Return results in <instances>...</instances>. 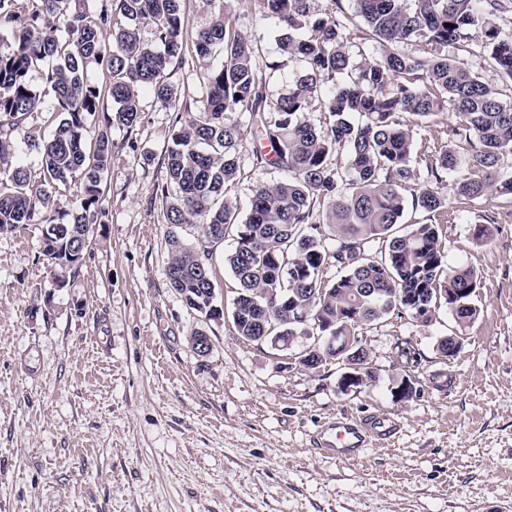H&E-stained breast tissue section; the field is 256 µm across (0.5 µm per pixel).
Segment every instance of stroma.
I'll use <instances>...</instances> for the list:
<instances>
[{"instance_id":"stroma-1","label":"stroma","mask_w":512,"mask_h":512,"mask_svg":"<svg viewBox=\"0 0 512 512\" xmlns=\"http://www.w3.org/2000/svg\"><path fill=\"white\" fill-rule=\"evenodd\" d=\"M237 25L282 64L269 94L287 93L298 65L281 61L275 21L243 11ZM223 60L185 50L168 70L179 108L142 92L129 128L106 125L104 98L90 119L112 141L103 216L65 287L39 225L0 233V512H512V204L449 197L448 263L478 271L481 314L462 331L445 309L428 326H361L373 377L360 387L342 385L344 366L307 370L234 336L231 319L204 321L170 288L167 151L204 66ZM60 118L46 96L14 128L33 181L30 139ZM201 328L204 356L187 343ZM405 378L416 392L402 400ZM367 411L401 418L394 446L345 462L313 448L325 422Z\"/></svg>"}]
</instances>
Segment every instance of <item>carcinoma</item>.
I'll return each instance as SVG.
<instances>
[{
  "mask_svg": "<svg viewBox=\"0 0 512 512\" xmlns=\"http://www.w3.org/2000/svg\"><path fill=\"white\" fill-rule=\"evenodd\" d=\"M13 2L0 0V31L11 37L0 48V232L39 224L41 240H52L43 255L78 268L83 256L70 254L93 239L112 160L108 133H92L88 118L104 94L116 104L107 123L128 128L137 122L142 91L174 105L167 71L189 43L203 61L224 54L221 67L201 73L202 107L188 114L167 155L176 191L167 223L197 230L194 246L175 232L168 240L169 286L190 308L207 321L224 318L212 292L220 242L211 232L221 227L235 235L224 253L239 285L231 303L234 335L334 337L314 345L301 360L305 368L354 353L356 329L395 312L422 326L443 307L460 329L478 319L477 272L448 264L439 225L403 219L412 211L447 222L443 190L462 165L469 175L453 186L461 203L512 202V176L502 166L512 156V98L448 56V47L479 33L496 71L512 80V35L500 36L491 21L502 0H350L353 15L345 0H329L324 13L316 0H223L212 22L196 30L188 28L181 0H113L114 8L102 7L95 19L73 9L72 0H34L26 17ZM241 8L275 20L279 54L304 62L288 93L269 96L267 71L280 64L256 58L235 24ZM144 25L149 42L141 38ZM369 39L381 52L355 59L351 48ZM54 60L46 81L63 118L49 136L32 139L44 172L35 185L13 163L10 134L43 104L29 73ZM90 63L105 72L104 87L89 83ZM314 106L316 124L305 118ZM233 112L248 113V127L231 120ZM443 112L455 114V146L433 138L414 151L415 136ZM244 153L285 178L255 187L243 216L226 191L241 175ZM71 183L74 209H52V188ZM305 309L317 323L312 332L298 319Z\"/></svg>",
  "mask_w": 512,
  "mask_h": 512,
  "instance_id": "cac0c4a2",
  "label": "carcinoma"
}]
</instances>
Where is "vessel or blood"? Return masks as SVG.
<instances>
[{
    "label": "vessel or blood",
    "mask_w": 512,
    "mask_h": 512,
    "mask_svg": "<svg viewBox=\"0 0 512 512\" xmlns=\"http://www.w3.org/2000/svg\"><path fill=\"white\" fill-rule=\"evenodd\" d=\"M399 430V421L388 417H345L325 427L314 446L338 459L351 460L362 449L391 442Z\"/></svg>",
    "instance_id": "obj_1"
}]
</instances>
